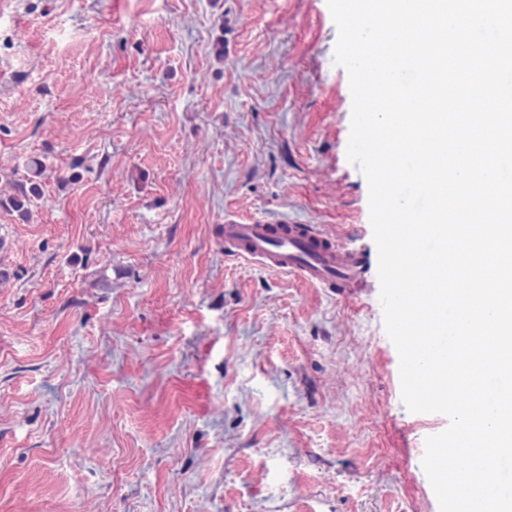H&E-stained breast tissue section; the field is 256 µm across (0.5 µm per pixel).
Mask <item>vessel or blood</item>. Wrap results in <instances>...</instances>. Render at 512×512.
<instances>
[{"label": "vessel or blood", "instance_id": "b4317fda", "mask_svg": "<svg viewBox=\"0 0 512 512\" xmlns=\"http://www.w3.org/2000/svg\"><path fill=\"white\" fill-rule=\"evenodd\" d=\"M224 252L335 290L337 296L349 300L370 286L365 254L338 244L314 224H271L228 217L224 220Z\"/></svg>", "mask_w": 512, "mask_h": 512}]
</instances>
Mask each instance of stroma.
Returning a JSON list of instances; mask_svg holds the SVG:
<instances>
[{
	"mask_svg": "<svg viewBox=\"0 0 512 512\" xmlns=\"http://www.w3.org/2000/svg\"><path fill=\"white\" fill-rule=\"evenodd\" d=\"M337 37L327 0H0V512H439ZM228 215L371 288L225 257ZM224 253L273 272L294 274L314 286L336 289L344 299H356L370 288L365 254L341 246L315 224L225 217Z\"/></svg>",
	"mask_w": 512,
	"mask_h": 512,
	"instance_id": "1",
	"label": "stroma"
}]
</instances>
